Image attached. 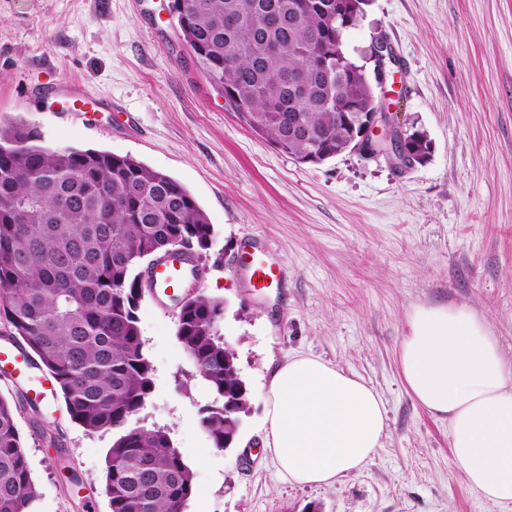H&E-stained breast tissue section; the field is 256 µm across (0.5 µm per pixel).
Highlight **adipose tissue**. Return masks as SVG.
<instances>
[{
    "label": "adipose tissue",
    "mask_w": 512,
    "mask_h": 512,
    "mask_svg": "<svg viewBox=\"0 0 512 512\" xmlns=\"http://www.w3.org/2000/svg\"><path fill=\"white\" fill-rule=\"evenodd\" d=\"M398 353L414 400L448 422L453 462L494 503H512V365L464 307L414 306ZM265 444L281 477L329 485L362 471L381 446L384 408L359 378L312 357L279 367L268 388Z\"/></svg>",
    "instance_id": "obj_1"
}]
</instances>
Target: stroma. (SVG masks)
<instances>
[{"label": "stroma", "mask_w": 512, "mask_h": 512, "mask_svg": "<svg viewBox=\"0 0 512 512\" xmlns=\"http://www.w3.org/2000/svg\"><path fill=\"white\" fill-rule=\"evenodd\" d=\"M169 0H0V125L23 121L57 148L129 155L180 183L215 230L197 291L225 302L221 332L249 388L241 444L212 447L211 395L190 378L178 308L144 294L139 328L154 367L141 425L169 431L194 474L187 512H512L452 462L448 423L408 391L398 351L412 305L464 306L512 361V0H372L347 52L383 32L400 60L384 98L425 131L427 162L395 170L343 153L297 163L258 137L200 72ZM62 81L115 107L85 123L29 93ZM281 270L251 285L247 253ZM295 356L362 379L385 409L382 446L329 485L283 480L261 450L274 370ZM0 377L39 496L35 512H109L111 433L74 423L62 398H26Z\"/></svg>", "instance_id": "stroma-1"}]
</instances>
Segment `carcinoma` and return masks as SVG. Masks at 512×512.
Returning a JSON list of instances; mask_svg holds the SVG:
<instances>
[{"instance_id":"carcinoma-1","label":"carcinoma","mask_w":512,"mask_h":512,"mask_svg":"<svg viewBox=\"0 0 512 512\" xmlns=\"http://www.w3.org/2000/svg\"><path fill=\"white\" fill-rule=\"evenodd\" d=\"M369 0H171L197 66L259 137L300 160L347 151L336 101L373 107L363 74L327 77L330 41L350 8ZM310 140L285 141L288 85ZM214 230L192 195L131 156L54 148L34 128L0 126V320L54 380L71 419L112 432L105 460L110 512H186L193 473L169 433L132 424L153 388L139 329L145 261L181 246L205 255ZM224 301L194 293L178 312L177 339L213 401L201 424L215 448L237 439L249 406L236 363H224ZM35 483L13 407L0 398V512H33Z\"/></svg>"}]
</instances>
